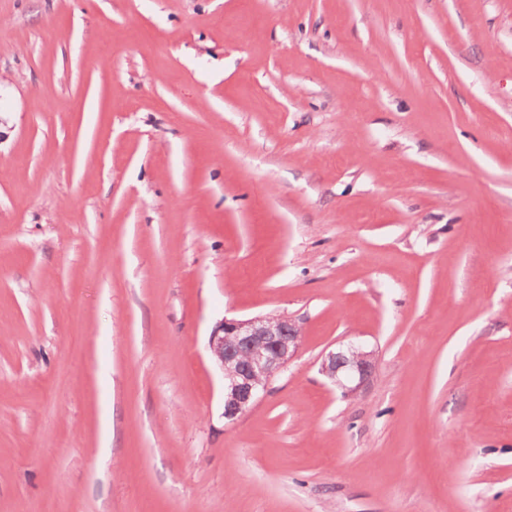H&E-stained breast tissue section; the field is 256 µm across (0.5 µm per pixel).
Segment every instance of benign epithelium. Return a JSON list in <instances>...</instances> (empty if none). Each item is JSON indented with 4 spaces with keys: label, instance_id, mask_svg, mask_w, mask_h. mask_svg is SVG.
Returning a JSON list of instances; mask_svg holds the SVG:
<instances>
[{
    "label": "benign epithelium",
    "instance_id": "obj_1",
    "mask_svg": "<svg viewBox=\"0 0 512 512\" xmlns=\"http://www.w3.org/2000/svg\"><path fill=\"white\" fill-rule=\"evenodd\" d=\"M301 328L288 316L266 314L224 319L208 341L224 378V418L233 421L267 392L271 379L299 352ZM321 371L347 396L356 394L375 373V357L360 346L327 352Z\"/></svg>",
    "mask_w": 512,
    "mask_h": 512
}]
</instances>
